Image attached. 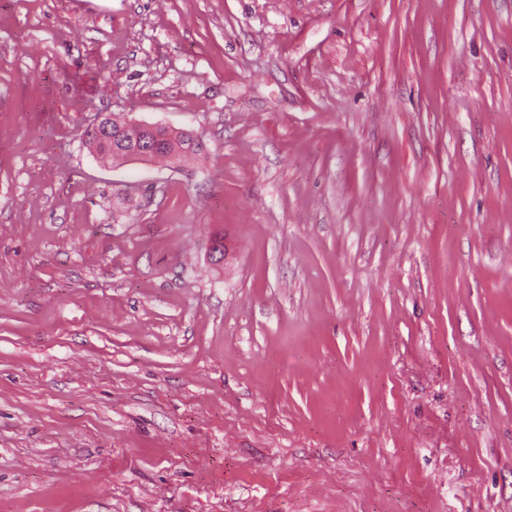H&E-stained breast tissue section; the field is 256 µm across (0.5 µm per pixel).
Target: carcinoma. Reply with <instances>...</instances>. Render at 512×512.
<instances>
[{
  "label": "carcinoma",
  "instance_id": "obj_1",
  "mask_svg": "<svg viewBox=\"0 0 512 512\" xmlns=\"http://www.w3.org/2000/svg\"><path fill=\"white\" fill-rule=\"evenodd\" d=\"M83 141L105 165L137 159L135 147L142 142L150 143L153 148L147 158L172 168H178L206 151V144L190 132L157 126L153 131L143 133L131 126L130 121L109 114L105 128L96 131L88 127L83 133Z\"/></svg>",
  "mask_w": 512,
  "mask_h": 512
}]
</instances>
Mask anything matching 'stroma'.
<instances>
[{"label": "stroma", "mask_w": 512, "mask_h": 512, "mask_svg": "<svg viewBox=\"0 0 512 512\" xmlns=\"http://www.w3.org/2000/svg\"><path fill=\"white\" fill-rule=\"evenodd\" d=\"M0 512H512V0H0ZM131 121L132 119L106 114L104 129L96 132L90 126L84 131V144L105 165L149 158L148 160H157L169 167L178 168L206 151V144L191 132L156 125L153 131L143 133L131 126ZM140 142H149L153 148L146 157L135 156L134 148ZM117 150H125V153L118 155Z\"/></svg>", "instance_id": "obj_1"}]
</instances>
